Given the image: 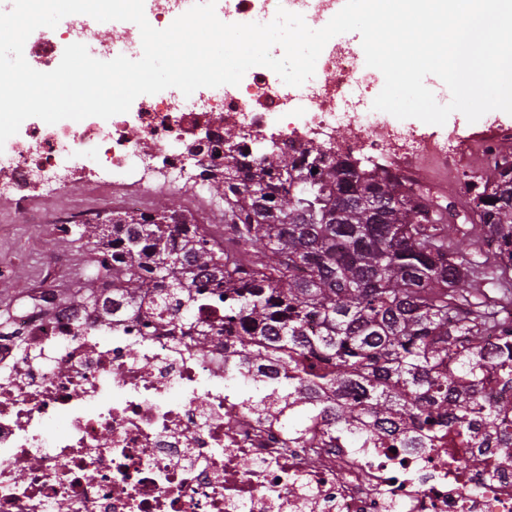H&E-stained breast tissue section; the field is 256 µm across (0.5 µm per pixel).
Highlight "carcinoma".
Listing matches in <instances>:
<instances>
[{"label":"carcinoma","instance_id":"carcinoma-1","mask_svg":"<svg viewBox=\"0 0 512 512\" xmlns=\"http://www.w3.org/2000/svg\"><path fill=\"white\" fill-rule=\"evenodd\" d=\"M318 169L312 173V169ZM224 196V241L209 244L178 210L109 213L70 234L95 244L94 279L133 311L172 329L191 323L199 271L224 289V335L241 364H278L282 398L336 428L406 450L453 432L512 452V153L472 186L476 223L414 193L389 165L331 159L313 142L296 155L258 142L250 160L224 157L207 174ZM494 202H488V199ZM316 315L321 328H305Z\"/></svg>","mask_w":512,"mask_h":512}]
</instances>
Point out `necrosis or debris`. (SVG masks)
I'll list each match as a JSON object with an SVG mask.
<instances>
[{
  "label": "necrosis or debris",
  "instance_id": "1",
  "mask_svg": "<svg viewBox=\"0 0 512 512\" xmlns=\"http://www.w3.org/2000/svg\"><path fill=\"white\" fill-rule=\"evenodd\" d=\"M336 2L216 0V14L245 23L260 11L270 21L282 8L323 19ZM76 33L114 57L96 20L74 14L27 38L32 68L54 70ZM361 56L334 43L298 87L255 66L220 96L145 94L107 120L29 124L0 148V212L60 232L97 220L102 200L149 214L166 192L223 242L224 206L198 173L223 165L228 125L242 149L261 133L291 153L311 140L338 156L434 160L464 186L498 160L488 141L474 148L477 165L459 166L455 137L434 143L380 119V77ZM205 128L214 138H199ZM74 177L85 194L67 205ZM32 297L0 326V512H512V461L483 459L454 434L407 453L390 439L352 441L322 415L286 430L283 403L266 389L275 373L240 368L224 350L223 301H201L192 327L175 333L60 297L52 283ZM202 332L210 348L201 355Z\"/></svg>",
  "mask_w": 512,
  "mask_h": 512
}]
</instances>
